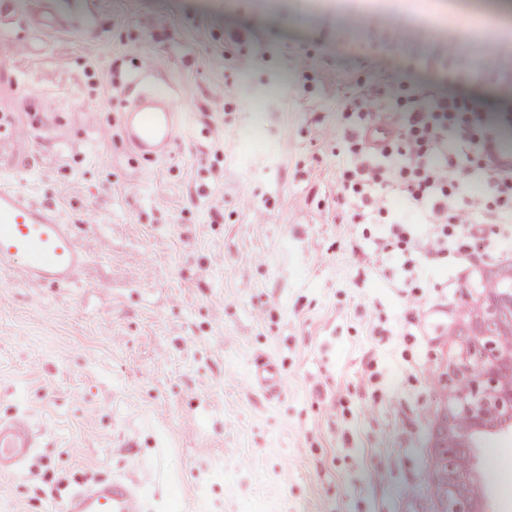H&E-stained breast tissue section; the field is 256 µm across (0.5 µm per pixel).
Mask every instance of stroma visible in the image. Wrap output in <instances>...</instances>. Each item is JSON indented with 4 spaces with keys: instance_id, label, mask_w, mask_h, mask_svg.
<instances>
[{
    "instance_id": "1",
    "label": "stroma",
    "mask_w": 512,
    "mask_h": 512,
    "mask_svg": "<svg viewBox=\"0 0 512 512\" xmlns=\"http://www.w3.org/2000/svg\"><path fill=\"white\" fill-rule=\"evenodd\" d=\"M15 3L0 183L56 207L87 263L40 289L0 268V417L44 432L0 471V512H62L99 478L133 479L144 512H443V378L507 276L487 257L471 278L463 237L376 262L393 216L358 214L355 131L402 125L428 85L480 103L512 154V64L470 52L460 24L391 41L387 0ZM148 57L182 115L159 160L124 123ZM385 82L391 117L343 111ZM267 362L279 393L253 383ZM475 464L495 470L487 512H512V433Z\"/></svg>"
}]
</instances>
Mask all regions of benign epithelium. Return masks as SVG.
Wrapping results in <instances>:
<instances>
[{
  "instance_id": "1",
  "label": "benign epithelium",
  "mask_w": 512,
  "mask_h": 512,
  "mask_svg": "<svg viewBox=\"0 0 512 512\" xmlns=\"http://www.w3.org/2000/svg\"><path fill=\"white\" fill-rule=\"evenodd\" d=\"M468 351L444 377L451 397L440 444L445 512H480L477 476L465 462L484 435L512 431V287L486 300Z\"/></svg>"
}]
</instances>
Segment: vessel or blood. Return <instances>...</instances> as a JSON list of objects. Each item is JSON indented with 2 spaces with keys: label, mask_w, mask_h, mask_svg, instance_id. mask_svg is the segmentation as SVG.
Returning a JSON list of instances; mask_svg holds the SVG:
<instances>
[{
  "label": "vessel or blood",
  "mask_w": 512,
  "mask_h": 512,
  "mask_svg": "<svg viewBox=\"0 0 512 512\" xmlns=\"http://www.w3.org/2000/svg\"><path fill=\"white\" fill-rule=\"evenodd\" d=\"M179 113L159 85L140 87L125 113L128 140L142 156L167 153L176 138ZM22 263L28 287L74 282L86 264L73 226L59 210L35 202L21 188L0 186V267ZM40 434L22 416L0 418V469L19 465L36 448ZM138 485L124 479L98 480L75 491L64 512H139Z\"/></svg>",
  "instance_id": "b4317fda"
}]
</instances>
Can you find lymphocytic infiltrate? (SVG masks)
Masks as SVG:
<instances>
[{"label": "lymphocytic infiltrate", "instance_id": "obj_1", "mask_svg": "<svg viewBox=\"0 0 512 512\" xmlns=\"http://www.w3.org/2000/svg\"><path fill=\"white\" fill-rule=\"evenodd\" d=\"M404 129L390 131L398 142L399 163L374 166L367 158L380 148L377 130L365 128L361 138L366 158L358 175L363 189L384 186L376 199V210H385L392 197L407 201L398 227L420 225L416 247L447 250L455 233L466 234L483 252H503V244L484 236L486 224H500L512 231V157L501 153L495 137L485 124L477 104L437 97L427 87L411 91ZM456 140L459 154H473L486 180V194L458 200L459 190L470 180L471 171L448 152L449 140Z\"/></svg>", "mask_w": 512, "mask_h": 512}]
</instances>
